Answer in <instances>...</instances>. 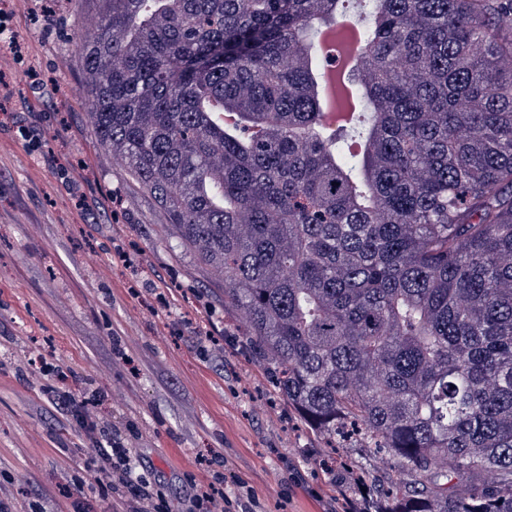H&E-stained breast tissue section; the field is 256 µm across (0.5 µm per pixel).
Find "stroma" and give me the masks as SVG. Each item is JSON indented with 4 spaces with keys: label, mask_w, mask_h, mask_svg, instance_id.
<instances>
[{
    "label": "stroma",
    "mask_w": 512,
    "mask_h": 512,
    "mask_svg": "<svg viewBox=\"0 0 512 512\" xmlns=\"http://www.w3.org/2000/svg\"><path fill=\"white\" fill-rule=\"evenodd\" d=\"M97 5L0 0L20 44L0 52V499L113 512L84 469L93 443L52 402L62 371L76 397L100 394L88 412L138 449L172 512L216 455L265 512H346L323 441L269 397L223 275L180 246L91 130L73 44Z\"/></svg>",
    "instance_id": "1"
}]
</instances>
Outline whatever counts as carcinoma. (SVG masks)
Returning a JSON list of instances; mask_svg holds the SVG:
<instances>
[{"label":"carcinoma","instance_id":"obj_1","mask_svg":"<svg viewBox=\"0 0 512 512\" xmlns=\"http://www.w3.org/2000/svg\"><path fill=\"white\" fill-rule=\"evenodd\" d=\"M370 35L323 122L318 33ZM92 130L224 274L360 512H512V0H101Z\"/></svg>","mask_w":512,"mask_h":512}]
</instances>
